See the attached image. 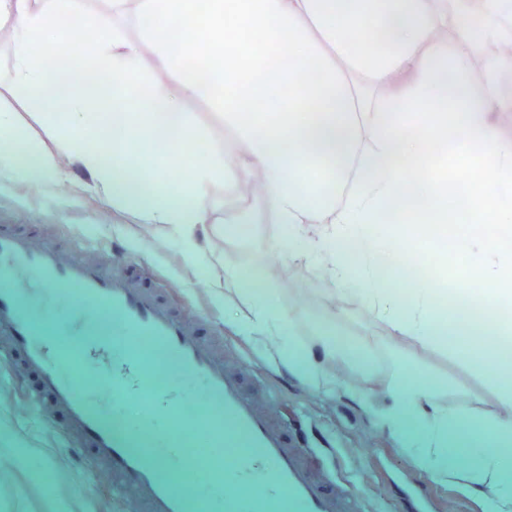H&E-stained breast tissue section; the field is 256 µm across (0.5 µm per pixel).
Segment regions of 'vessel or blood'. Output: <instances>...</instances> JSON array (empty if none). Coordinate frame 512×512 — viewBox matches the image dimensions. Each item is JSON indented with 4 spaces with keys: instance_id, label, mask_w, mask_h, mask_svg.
<instances>
[{
    "instance_id": "vessel-or-blood-1",
    "label": "vessel or blood",
    "mask_w": 512,
    "mask_h": 512,
    "mask_svg": "<svg viewBox=\"0 0 512 512\" xmlns=\"http://www.w3.org/2000/svg\"><path fill=\"white\" fill-rule=\"evenodd\" d=\"M128 264L125 273H108L96 261L54 245H39L30 233L0 226V354L20 363L33 379L31 402L64 419L78 447L111 480L113 491L136 512H194L189 496L174 491L156 460L134 451L117 421L104 418L81 389L90 372H99L113 399L149 392L151 407L181 405L178 388L159 386L157 370L178 365L203 382L205 402L197 413L211 426L209 447L233 451V480L224 490V512H366V499L351 485L332 480L316 461L317 451L281 424L274 403L260 399L245 382L244 370L214 342L202 339L198 321L176 313ZM35 273L36 287L58 288L82 304L107 311L126 338L152 342L153 357L131 353L112 361V342L99 339L79 353L64 337L39 327L21 298L17 278ZM70 362L71 376L60 366ZM272 475L263 492L244 495L261 466Z\"/></svg>"
}]
</instances>
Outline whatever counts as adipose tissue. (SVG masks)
<instances>
[{"label":"adipose tissue","instance_id":"ef3b65f1","mask_svg":"<svg viewBox=\"0 0 512 512\" xmlns=\"http://www.w3.org/2000/svg\"><path fill=\"white\" fill-rule=\"evenodd\" d=\"M337 1L112 0L111 12L88 13L84 0H0V27L12 31L6 81L43 129L35 135L0 108V129L15 132L28 156L21 165L0 151V164L40 190L65 188L78 169L106 206L174 232L188 265L231 307L224 322L238 336L315 393L353 398L433 482L479 491L485 512H512V139L498 121L512 112V55L501 52L512 46V0H481L476 12L472 0H341L338 26ZM130 10L133 35L121 22ZM228 10L235 38L224 31ZM77 13L107 37L74 60L58 121L43 110L47 37ZM201 18L205 31L170 41L173 27ZM441 28L452 35L434 42ZM273 55L285 65L270 67ZM87 63L111 86V105L87 98ZM191 100L219 109L223 134L196 123ZM436 140L475 149L473 220L502 230L462 240L475 288L446 317L434 312L430 278L405 293L383 279L394 263L411 266L406 246L440 203L427 183ZM173 160L182 168L174 188ZM217 183L256 186L257 213L228 212L215 224ZM252 222L278 225L270 250L324 275L337 294L353 293L388 340L459 354L495 390L496 410H449L432 378L400 374L386 383L389 404L376 405L342 377L369 362L370 348L332 321L305 344L292 312L199 245L202 225L238 238Z\"/></svg>","mask_w":512,"mask_h":512}]
</instances>
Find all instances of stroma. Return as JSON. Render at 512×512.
I'll return each mask as SVG.
<instances>
[{"label":"stroma","instance_id":"35a3bbf8","mask_svg":"<svg viewBox=\"0 0 512 512\" xmlns=\"http://www.w3.org/2000/svg\"><path fill=\"white\" fill-rule=\"evenodd\" d=\"M1 224H41L48 236L60 242L83 237L105 249L129 253L140 275L182 313L209 318L225 344L278 404L284 425L305 431L333 476L365 494L368 512H409L411 503L421 495L430 501V512H481L476 493L447 489L431 481L394 447L351 397L315 394L226 328L223 301L187 266L175 238L153 240L147 225L131 223L127 215L112 213L81 190L45 192L19 186L6 175L0 177ZM277 233V225L254 224L245 239L210 234L203 243L226 256L238 269L263 267L266 287L275 289L284 309L298 314V334L304 341H312L315 335L313 315L343 308L341 333L377 348L373 378H366L352 366L343 375L366 381L376 400L384 401L382 385L396 371V350L382 346L383 325L353 296L338 298L322 276L305 267H288L281 257L271 253L268 245ZM24 302L35 318L58 323L75 342L81 339V326L90 325L96 316L92 305H79L63 291L28 295ZM406 370L411 376L436 379L437 396L450 408L483 413L496 404V393L487 381L447 350L432 347L420 351L418 361L408 364ZM26 392V381L0 357V426L11 429L17 443L27 450L21 457L13 447L0 444V512H133L126 501L113 495L104 473L95 469L61 426L28 405ZM47 471L57 477L51 495L42 481Z\"/></svg>","mask_w":512,"mask_h":512}]
</instances>
